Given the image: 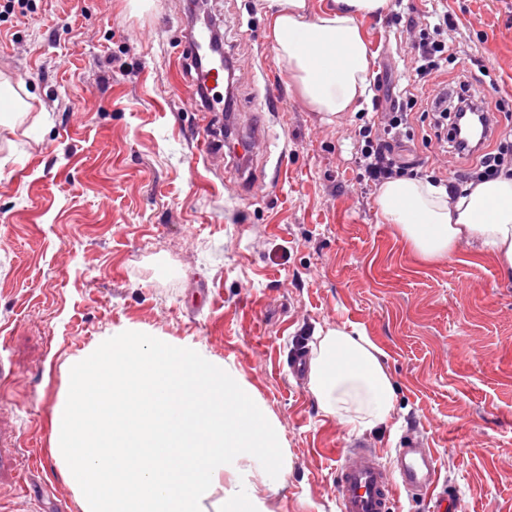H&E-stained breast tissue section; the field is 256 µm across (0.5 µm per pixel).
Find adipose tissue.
Here are the masks:
<instances>
[{"label": "adipose tissue", "mask_w": 512, "mask_h": 512, "mask_svg": "<svg viewBox=\"0 0 512 512\" xmlns=\"http://www.w3.org/2000/svg\"><path fill=\"white\" fill-rule=\"evenodd\" d=\"M313 11L310 0H274L272 35L279 61L314 111L354 110L368 88L365 18L383 13L388 0H339ZM381 221L395 225L410 250L427 261L448 257L464 241L488 249L502 276L512 277V177L464 186L449 197L444 186L396 177L378 187ZM309 389L323 414L350 431L386 422L393 407L391 378L373 343L339 328L320 336L310 362Z\"/></svg>", "instance_id": "ef3b65f1"}]
</instances>
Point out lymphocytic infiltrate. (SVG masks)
Here are the masks:
<instances>
[{
	"label": "lymphocytic infiltrate",
	"instance_id": "f902f5d3",
	"mask_svg": "<svg viewBox=\"0 0 512 512\" xmlns=\"http://www.w3.org/2000/svg\"><path fill=\"white\" fill-rule=\"evenodd\" d=\"M449 14H439L435 23L418 25L413 18H406L403 26L415 31L412 43V89L405 96L389 99L380 115L372 116L358 131L355 163L360 180L378 185L385 180L402 175L405 171L420 168L417 160H407L401 154L404 142L412 140L416 120L427 123L422 136L426 146L463 161L464 166L455 170L453 180L458 184H479L483 180L512 171V128L504 127L496 134L494 147H469L459 145L449 128L459 113L480 107L482 111H501V103L494 95H471V67H483L484 59L467 54L461 43L448 41L444 33L451 26ZM466 58L452 92L426 96V86L447 75L449 64Z\"/></svg>",
	"mask_w": 512,
	"mask_h": 512
}]
</instances>
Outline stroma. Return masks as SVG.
<instances>
[{
    "label": "stroma",
    "instance_id": "1",
    "mask_svg": "<svg viewBox=\"0 0 512 512\" xmlns=\"http://www.w3.org/2000/svg\"><path fill=\"white\" fill-rule=\"evenodd\" d=\"M512 110V0H444ZM234 61V125L267 85L279 109L251 192L227 150L205 155L203 113L182 87L188 0H32L0 17V84L29 102L0 126V500L15 512H81L51 453L71 362L112 329L202 345L280 423L288 471L261 490L268 512H339L336 477L360 438L392 464L404 436L439 462L462 512H512V278L477 242L416 258L356 177L360 109L314 111L277 58L271 0H206ZM390 0L365 19L371 71L406 87L409 56ZM217 88V96H224ZM357 331L393 381L385 425L359 436L318 408L293 351L317 330Z\"/></svg>",
    "mask_w": 512,
    "mask_h": 512
}]
</instances>
